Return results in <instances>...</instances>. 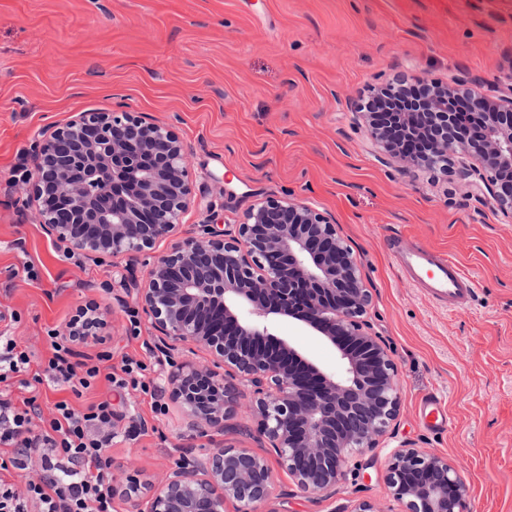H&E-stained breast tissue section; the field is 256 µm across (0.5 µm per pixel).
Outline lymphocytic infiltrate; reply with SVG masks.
<instances>
[{
  "instance_id": "1",
  "label": "lymphocytic infiltrate",
  "mask_w": 512,
  "mask_h": 512,
  "mask_svg": "<svg viewBox=\"0 0 512 512\" xmlns=\"http://www.w3.org/2000/svg\"><path fill=\"white\" fill-rule=\"evenodd\" d=\"M93 306L78 309L67 329H48L50 354L30 372L31 354L14 337L0 336V512H113L106 478L112 459L106 450L115 437L111 397L93 398L100 383H118L149 392L147 366L129 363L123 379L112 374V350L89 355L81 350L82 329ZM50 383L69 389V397L49 411L36 402L39 387ZM27 391L16 402L13 389ZM44 461L39 478H27L32 453ZM24 484H17V477Z\"/></svg>"
}]
</instances>
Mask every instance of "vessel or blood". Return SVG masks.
<instances>
[{
	"instance_id": "1",
	"label": "vessel or blood",
	"mask_w": 512,
	"mask_h": 512,
	"mask_svg": "<svg viewBox=\"0 0 512 512\" xmlns=\"http://www.w3.org/2000/svg\"><path fill=\"white\" fill-rule=\"evenodd\" d=\"M388 247L405 279L419 284L431 301L455 311L471 306L477 281L454 259L423 244L404 249L392 240Z\"/></svg>"
}]
</instances>
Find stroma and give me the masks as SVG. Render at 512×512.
<instances>
[{"mask_svg":"<svg viewBox=\"0 0 512 512\" xmlns=\"http://www.w3.org/2000/svg\"><path fill=\"white\" fill-rule=\"evenodd\" d=\"M427 77L488 96L512 83V0H0V330L35 359L46 329L98 305L112 371L130 360L166 385L177 362H203L186 345L166 360L135 284L154 260L61 251L33 220L18 162L33 165L34 135L81 112L125 109L167 126L188 149L193 202L184 224L233 228L257 203L292 195L332 216L363 273L365 315L397 371L400 407L377 448L350 457L328 496L300 490L234 414L223 431L192 429L178 405L113 389L116 437L110 486L118 512L136 477L143 494L180 457L246 448L267 457L269 497L256 512H406L387 487L401 448L448 458L470 512H512V223L468 196L455 171L388 160L357 126L345 99ZM423 242L478 281L472 307L435 304L406 281L389 240ZM37 279H28L26 266ZM17 313L19 322L8 319ZM279 337L331 371L337 349L290 320ZM434 398L449 430L424 427Z\"/></svg>","mask_w":512,"mask_h":512,"instance_id":"stroma-1","label":"stroma"}]
</instances>
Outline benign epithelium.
I'll list each match as a JSON object with an SVG mask.
<instances>
[{
  "mask_svg": "<svg viewBox=\"0 0 512 512\" xmlns=\"http://www.w3.org/2000/svg\"><path fill=\"white\" fill-rule=\"evenodd\" d=\"M422 92L402 99L386 88V112H364L365 130L389 156L459 175L479 200L512 221V86L490 97L470 93L485 121L448 137L459 113L448 109L451 88L420 79ZM36 171L25 188L34 219L66 253L125 257L166 243L137 288V299L174 350L193 342L211 354L207 365H177L166 392L196 427L224 429L250 386L249 408L296 485L328 494L349 456L378 446L400 403L396 369L364 319L370 294L336 224L303 201L268 198L232 232L212 224L183 230L192 181L182 142L166 126L134 112H83L31 144ZM292 318L337 347L336 370L320 369L274 335L270 317ZM267 460L244 448H212L178 459L162 484L141 501L133 479L125 500L133 512H252L271 486ZM388 487L407 512H470L468 493L448 460L420 448L396 451Z\"/></svg>",
  "mask_w": 512,
  "mask_h": 512,
  "instance_id": "1",
  "label": "benign epithelium"
}]
</instances>
